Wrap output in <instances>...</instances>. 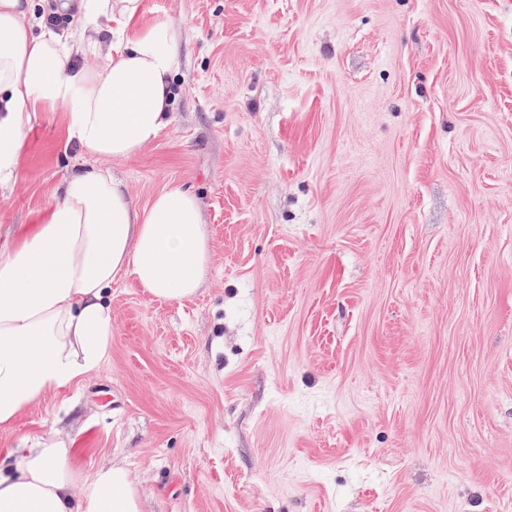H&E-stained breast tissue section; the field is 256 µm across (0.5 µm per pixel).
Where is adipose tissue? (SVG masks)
<instances>
[{
  "label": "adipose tissue",
  "mask_w": 512,
  "mask_h": 512,
  "mask_svg": "<svg viewBox=\"0 0 512 512\" xmlns=\"http://www.w3.org/2000/svg\"><path fill=\"white\" fill-rule=\"evenodd\" d=\"M32 0H0V180L14 178L30 115L64 111L69 139L94 166L72 172L21 238L0 255V427L45 395L80 383L112 346L113 283L130 276L157 301L193 297L211 247L197 196L163 189L143 207L103 163L140 154L159 137L177 98L182 33L145 18L142 0H81L75 45L35 31ZM110 51L96 65L75 52ZM72 449L60 443L0 454V512H140L120 466L83 493Z\"/></svg>",
  "instance_id": "obj_1"
}]
</instances>
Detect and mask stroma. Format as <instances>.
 <instances>
[{
	"instance_id": "stroma-1",
	"label": "stroma",
	"mask_w": 512,
	"mask_h": 512,
	"mask_svg": "<svg viewBox=\"0 0 512 512\" xmlns=\"http://www.w3.org/2000/svg\"><path fill=\"white\" fill-rule=\"evenodd\" d=\"M169 125L106 163L182 186L196 296L113 284L108 359L0 450L121 466L140 512H512V0H143ZM33 113L0 247L88 166Z\"/></svg>"
}]
</instances>
